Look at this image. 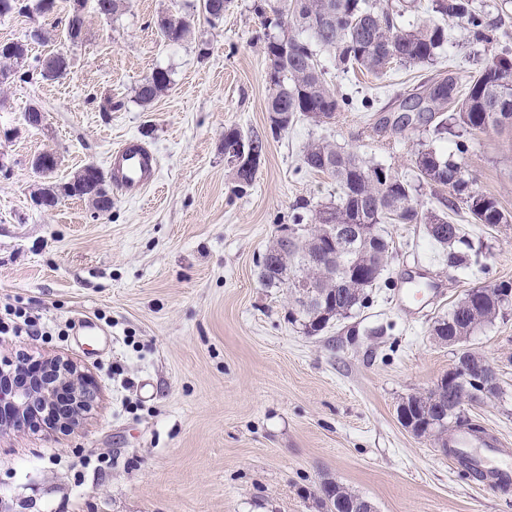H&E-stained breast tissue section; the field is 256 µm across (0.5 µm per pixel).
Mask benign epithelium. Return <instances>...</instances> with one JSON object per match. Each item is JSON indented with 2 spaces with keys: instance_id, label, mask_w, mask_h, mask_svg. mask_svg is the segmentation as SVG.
I'll return each mask as SVG.
<instances>
[{
  "instance_id": "7a95c632",
  "label": "benign epithelium",
  "mask_w": 512,
  "mask_h": 512,
  "mask_svg": "<svg viewBox=\"0 0 512 512\" xmlns=\"http://www.w3.org/2000/svg\"><path fill=\"white\" fill-rule=\"evenodd\" d=\"M224 157L233 168L243 174L255 173L261 161L253 145H246L241 141L224 146ZM302 231L303 228L295 224L282 226L276 248L283 253L293 250ZM314 288L315 285L305 276L291 280L290 293L296 309L309 307ZM26 370L27 363L23 361L16 363L7 372L0 368V414L9 416L8 425L12 428L21 430L42 426L43 419L50 417L53 403L57 401L58 394L64 388L72 390L76 413L51 424L50 429L59 432L70 431L83 412L93 406V380L80 370L72 359L53 356L48 359V365L43 372L22 382L14 381L15 375H20ZM480 381L491 386L496 384L493 366L486 358L480 357V354L470 350L463 351L454 367L430 389L412 394L399 404L397 416L401 425L417 437L428 436L423 426L416 424V420L410 416V404L415 401L440 406L446 404L453 410H462L468 403L467 393L471 385Z\"/></svg>"
}]
</instances>
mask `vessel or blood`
<instances>
[{"label":"vessel or blood","instance_id":"obj_1","mask_svg":"<svg viewBox=\"0 0 512 512\" xmlns=\"http://www.w3.org/2000/svg\"><path fill=\"white\" fill-rule=\"evenodd\" d=\"M112 183L127 198L139 200L158 181L159 158L144 142L127 140L112 150ZM455 442L470 455L475 467L495 477L496 481H512V461L499 456L497 443L491 439L474 442L458 435Z\"/></svg>","mask_w":512,"mask_h":512}]
</instances>
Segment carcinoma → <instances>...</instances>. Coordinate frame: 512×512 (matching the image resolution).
I'll use <instances>...</instances> for the list:
<instances>
[{
    "label": "carcinoma",
    "instance_id": "carcinoma-1",
    "mask_svg": "<svg viewBox=\"0 0 512 512\" xmlns=\"http://www.w3.org/2000/svg\"><path fill=\"white\" fill-rule=\"evenodd\" d=\"M254 11L263 25L282 29V35L270 37L266 43L269 63L277 71L267 109L285 115L290 126L301 119L329 123L351 105L348 100L338 99L325 80L317 60L319 48L333 50L338 67L346 73L359 70L381 77L393 63L419 65L433 61L448 43L443 26L447 21L463 26L477 42H492L489 24L473 0H435L433 11L441 15L440 23L410 16L405 5L383 8L375 0H281L272 20L267 16L264 0H258ZM156 26L169 42H179L190 32L187 20L170 15L158 17ZM285 36L290 50L280 55L278 42ZM29 52L26 39L0 44V72L17 73L14 66L24 61ZM38 64V74L44 80H57L69 73V58L59 50L46 53ZM27 77L25 72L19 74L21 80ZM170 83L167 71H153L139 85L138 101L144 106L152 104L169 89ZM455 90V79L444 78L425 96L412 97L410 108L420 114L432 113L454 100L455 120L464 130L474 134L512 130V58L495 56L487 61L471 81L465 97L458 101ZM304 164L311 171L333 177L337 201L313 205L302 199L293 205L290 221L306 226L304 235L288 256L265 255L261 278L271 288L302 275L315 283L324 301L300 317L299 324L306 334L317 335L332 321L347 318L352 310L366 305L369 288L376 285L389 259V243L381 234L383 224H422L442 249L448 266L471 265V246L461 236L459 225L448 220L444 212L421 209L415 196L417 189L398 173L370 164L354 152L325 140L307 145ZM415 168L423 182L446 188L461 199L474 223L496 225L512 221V215L496 197L468 190L462 167L445 153L423 148L415 155ZM108 194L106 183L93 192L79 184V176L75 175L63 184L48 183L39 196L45 209L56 207L64 197H77L96 210L100 218L111 213L98 204V197ZM332 224H349L359 235L373 236L374 251L363 254L355 239L345 247L338 242L329 243L327 247L336 248V263L325 268L306 266L310 242L326 241ZM502 288L501 284L489 283L467 293L447 316L434 322L433 335H471L492 323L502 313ZM423 423L429 427L430 435L439 438L448 434L451 425L476 431V425L461 413L440 415L433 411ZM322 494L326 512H354L352 501L358 494L345 486L327 481Z\"/></svg>",
    "mask_w": 512,
    "mask_h": 512
}]
</instances>
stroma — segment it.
Here are the masks:
<instances>
[{"label": "stroma", "mask_w": 512, "mask_h": 512, "mask_svg": "<svg viewBox=\"0 0 512 512\" xmlns=\"http://www.w3.org/2000/svg\"><path fill=\"white\" fill-rule=\"evenodd\" d=\"M255 0H232L212 22L200 0H129L106 17L86 0L87 26L69 43L71 0L53 15L0 19V43L37 28L22 70L32 79L0 87V309L39 315L42 336H1L0 363L54 355L93 380L96 401L65 434L0 430V512H325L332 480L377 512H512V490L463 474L438 443L406 431L397 407L430 388L462 350L487 357L498 388L465 405V416L512 459V307L448 345L435 320L472 288L512 284V223L461 224L478 264L449 267L423 225L389 224L388 265L365 308L316 336L289 317L287 288L265 287L259 264L289 223L296 201L336 198V184L302 162L324 139L415 180V154L433 146L453 156L473 191L494 195L512 214V135H463L447 104L431 120L398 126L406 99L452 76L458 93L493 56L512 55V0H474L496 28L491 43L448 23L435 61L394 64L383 77L345 73L320 51L325 78L353 102L332 123L301 120L270 128L267 37ZM189 18L182 41L162 39L159 15ZM66 51L71 70L37 77L47 48ZM171 86L150 106L136 90L154 70ZM45 119L28 125L29 105ZM235 127L265 140L252 185L238 191L224 157ZM145 141L161 163L159 184L137 201L112 193L95 219L84 201L51 210L35 199L46 180L33 166L58 159L52 179L84 165L109 169L113 145ZM465 152H457V142ZM428 298L404 300L408 281ZM97 333L85 335L84 321Z\"/></svg>", "instance_id": "obj_1"}]
</instances>
